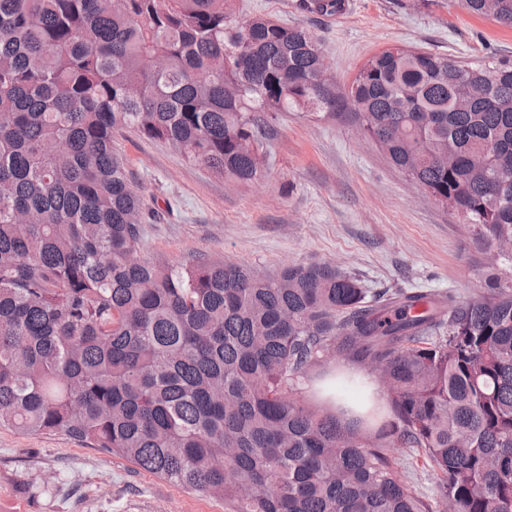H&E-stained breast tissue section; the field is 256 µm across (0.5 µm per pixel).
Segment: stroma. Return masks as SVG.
Wrapping results in <instances>:
<instances>
[{
    "instance_id": "35a3bbf8",
    "label": "stroma",
    "mask_w": 512,
    "mask_h": 512,
    "mask_svg": "<svg viewBox=\"0 0 512 512\" xmlns=\"http://www.w3.org/2000/svg\"><path fill=\"white\" fill-rule=\"evenodd\" d=\"M300 0H235L239 17L311 31L327 74L349 85L373 54L395 47L465 61H511L512 28L471 16L461 0H346L343 13L303 12ZM128 171L159 217L142 253L172 264L223 260L268 274L328 263L365 287L452 292L488 286L491 255L461 218L432 200L355 128L282 115L267 178L238 187L133 132L118 137ZM416 493L435 472L412 449L392 453ZM40 488V495L29 492ZM0 512H224V503L164 482L62 433L0 428Z\"/></svg>"
}]
</instances>
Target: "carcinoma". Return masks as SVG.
Returning a JSON list of instances; mask_svg holds the SVG:
<instances>
[{
	"label": "carcinoma",
	"mask_w": 512,
	"mask_h": 512,
	"mask_svg": "<svg viewBox=\"0 0 512 512\" xmlns=\"http://www.w3.org/2000/svg\"><path fill=\"white\" fill-rule=\"evenodd\" d=\"M112 2L0 0V427L62 432L224 512H512V63L387 49L338 90L308 30L234 0ZM463 2L512 28V0ZM281 112L357 128L452 204L502 259L490 286L372 300L330 264L142 256L154 212L114 135L248 186ZM332 356L383 370L387 417L300 395ZM394 448L436 472L434 498ZM391 455L398 470L407 477L416 493L429 498L435 497L438 481L436 473L424 464L423 459L415 451L397 448Z\"/></svg>",
	"instance_id": "cac0c4a2"
}]
</instances>
